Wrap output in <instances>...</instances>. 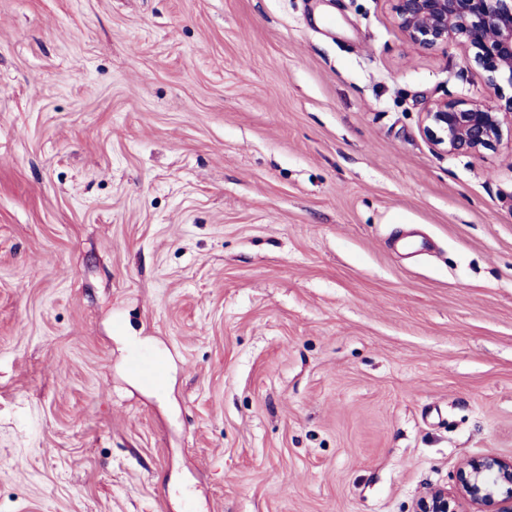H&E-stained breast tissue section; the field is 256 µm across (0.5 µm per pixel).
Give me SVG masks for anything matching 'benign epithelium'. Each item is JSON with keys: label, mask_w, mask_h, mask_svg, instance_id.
I'll return each mask as SVG.
<instances>
[{"label": "benign epithelium", "mask_w": 512, "mask_h": 512, "mask_svg": "<svg viewBox=\"0 0 512 512\" xmlns=\"http://www.w3.org/2000/svg\"><path fill=\"white\" fill-rule=\"evenodd\" d=\"M406 43L430 52L455 43L463 47L466 70L482 73L496 104L447 94L424 112L422 131L432 150L448 156L477 157L496 149L512 123V0H390ZM413 512H512V459L487 454L467 460L454 491L433 488Z\"/></svg>", "instance_id": "benign-epithelium-1"}]
</instances>
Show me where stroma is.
Here are the masks:
<instances>
[{"label": "stroma", "mask_w": 512, "mask_h": 512, "mask_svg": "<svg viewBox=\"0 0 512 512\" xmlns=\"http://www.w3.org/2000/svg\"><path fill=\"white\" fill-rule=\"evenodd\" d=\"M463 56L389 0H0V512H412L512 459V143L422 132ZM131 373L138 375L150 383L163 380L168 364L166 360L154 358L149 361L133 360L128 366Z\"/></svg>", "instance_id": "35a3bbf8"}]
</instances>
